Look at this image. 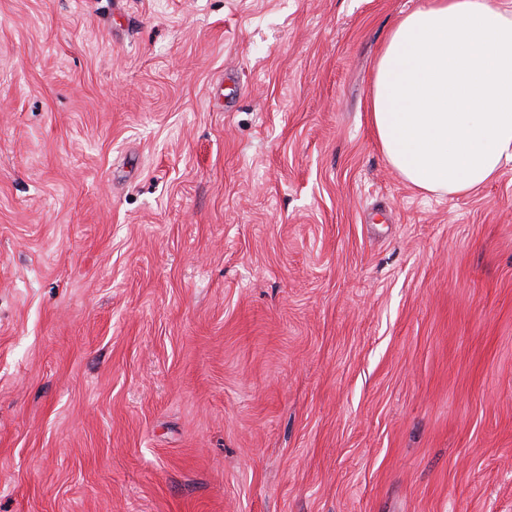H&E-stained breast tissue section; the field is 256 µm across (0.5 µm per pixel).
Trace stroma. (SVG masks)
Here are the masks:
<instances>
[{
	"mask_svg": "<svg viewBox=\"0 0 512 512\" xmlns=\"http://www.w3.org/2000/svg\"><path fill=\"white\" fill-rule=\"evenodd\" d=\"M425 0H0V512H512V163L387 162Z\"/></svg>",
	"mask_w": 512,
	"mask_h": 512,
	"instance_id": "obj_1",
	"label": "stroma"
}]
</instances>
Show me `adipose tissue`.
Wrapping results in <instances>:
<instances>
[{
	"instance_id": "obj_1",
	"label": "adipose tissue",
	"mask_w": 512,
	"mask_h": 512,
	"mask_svg": "<svg viewBox=\"0 0 512 512\" xmlns=\"http://www.w3.org/2000/svg\"><path fill=\"white\" fill-rule=\"evenodd\" d=\"M388 163L465 195L512 162V0H426L390 31L369 93Z\"/></svg>"
}]
</instances>
